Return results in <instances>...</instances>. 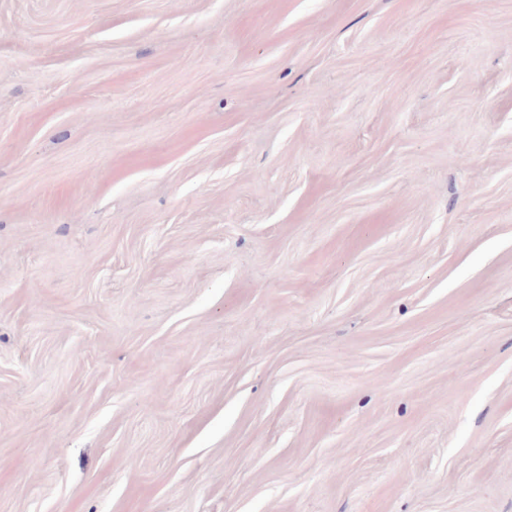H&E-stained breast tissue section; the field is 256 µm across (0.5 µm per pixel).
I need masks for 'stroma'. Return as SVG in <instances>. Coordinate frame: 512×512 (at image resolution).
Instances as JSON below:
<instances>
[{
  "label": "stroma",
  "mask_w": 512,
  "mask_h": 512,
  "mask_svg": "<svg viewBox=\"0 0 512 512\" xmlns=\"http://www.w3.org/2000/svg\"><path fill=\"white\" fill-rule=\"evenodd\" d=\"M0 512H512V0H0Z\"/></svg>",
  "instance_id": "1"
}]
</instances>
